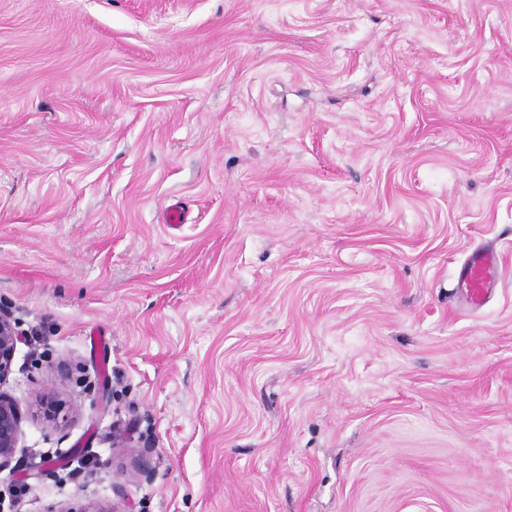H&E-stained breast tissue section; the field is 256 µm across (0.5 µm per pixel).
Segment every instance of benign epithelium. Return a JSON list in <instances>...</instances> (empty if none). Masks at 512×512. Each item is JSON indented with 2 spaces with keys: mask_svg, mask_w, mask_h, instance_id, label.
<instances>
[{
  "mask_svg": "<svg viewBox=\"0 0 512 512\" xmlns=\"http://www.w3.org/2000/svg\"><path fill=\"white\" fill-rule=\"evenodd\" d=\"M21 332L11 313L0 305V471L10 467L21 433L22 412L18 402L1 391L12 372Z\"/></svg>",
  "mask_w": 512,
  "mask_h": 512,
  "instance_id": "obj_1",
  "label": "benign epithelium"
}]
</instances>
